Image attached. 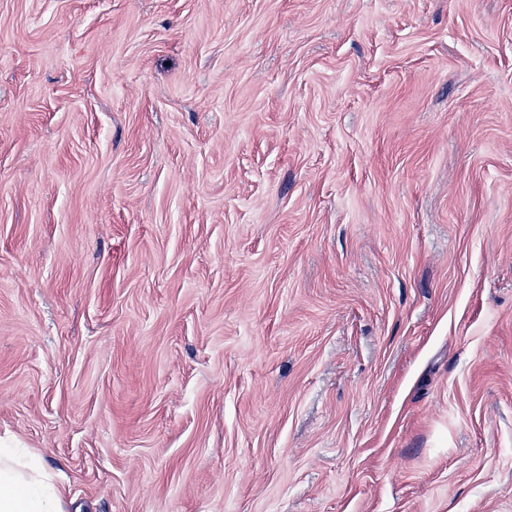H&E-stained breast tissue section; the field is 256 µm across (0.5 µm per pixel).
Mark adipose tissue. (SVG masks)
Here are the masks:
<instances>
[{
  "instance_id": "ef3b65f1",
  "label": "adipose tissue",
  "mask_w": 512,
  "mask_h": 512,
  "mask_svg": "<svg viewBox=\"0 0 512 512\" xmlns=\"http://www.w3.org/2000/svg\"><path fill=\"white\" fill-rule=\"evenodd\" d=\"M0 512H64L63 493L38 456L0 446Z\"/></svg>"
}]
</instances>
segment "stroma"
Masks as SVG:
<instances>
[{"label": "stroma", "mask_w": 512, "mask_h": 512, "mask_svg": "<svg viewBox=\"0 0 512 512\" xmlns=\"http://www.w3.org/2000/svg\"><path fill=\"white\" fill-rule=\"evenodd\" d=\"M0 444L67 512H512V0H0Z\"/></svg>", "instance_id": "obj_1"}]
</instances>
